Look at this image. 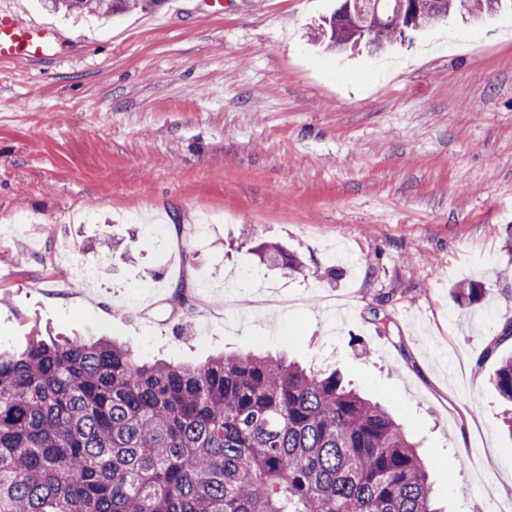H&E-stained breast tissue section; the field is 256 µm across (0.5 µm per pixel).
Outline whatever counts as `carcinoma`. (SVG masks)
Returning a JSON list of instances; mask_svg holds the SVG:
<instances>
[{
  "label": "carcinoma",
  "instance_id": "cac0c4a2",
  "mask_svg": "<svg viewBox=\"0 0 512 512\" xmlns=\"http://www.w3.org/2000/svg\"><path fill=\"white\" fill-rule=\"evenodd\" d=\"M164 0H45L108 21ZM394 0H342L313 39L385 42L481 0H420L397 26ZM512 337L505 318L484 356ZM493 383L512 405V356ZM0 512H438L402 427L335 371L254 352L200 365L141 363L107 340L32 339L0 353Z\"/></svg>",
  "mask_w": 512,
  "mask_h": 512
}]
</instances>
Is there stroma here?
I'll return each instance as SVG.
<instances>
[{"mask_svg":"<svg viewBox=\"0 0 512 512\" xmlns=\"http://www.w3.org/2000/svg\"><path fill=\"white\" fill-rule=\"evenodd\" d=\"M337 6L166 0L101 24L0 0L67 42L0 62V351L50 334L331 366L403 424L440 512H512L491 383L512 339L484 354L512 316V11L351 56L309 41Z\"/></svg>","mask_w":512,"mask_h":512,"instance_id":"stroma-1","label":"stroma"}]
</instances>
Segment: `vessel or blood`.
I'll list each match as a JSON object with an SVG mask.
<instances>
[{"instance_id": "obj_1", "label": "vessel or blood", "mask_w": 512, "mask_h": 512, "mask_svg": "<svg viewBox=\"0 0 512 512\" xmlns=\"http://www.w3.org/2000/svg\"><path fill=\"white\" fill-rule=\"evenodd\" d=\"M63 44L47 27L19 20L0 10V61H19L62 49Z\"/></svg>"}]
</instances>
